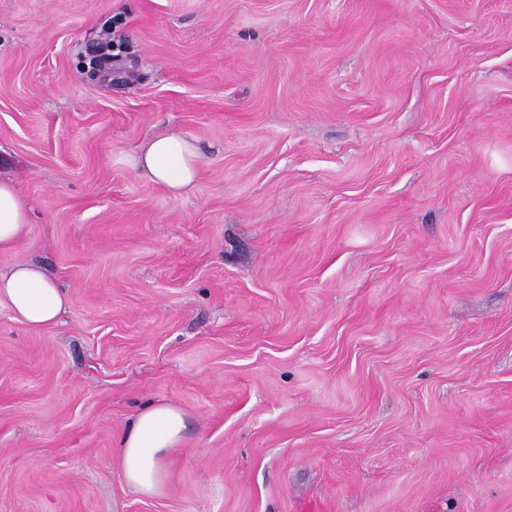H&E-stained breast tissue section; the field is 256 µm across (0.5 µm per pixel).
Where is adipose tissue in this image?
Returning a JSON list of instances; mask_svg holds the SVG:
<instances>
[{
	"label": "adipose tissue",
	"mask_w": 512,
	"mask_h": 512,
	"mask_svg": "<svg viewBox=\"0 0 512 512\" xmlns=\"http://www.w3.org/2000/svg\"><path fill=\"white\" fill-rule=\"evenodd\" d=\"M197 146L176 133H159L146 140L129 165L171 193L190 189L199 174ZM30 208L13 182L0 180V251L15 248L26 236ZM15 319L39 329L58 323L68 308L66 294L40 265L17 262L0 270V306ZM187 428L184 412L171 404L142 406L116 440L122 474L137 493L154 497L163 491L167 457L182 444Z\"/></svg>",
	"instance_id": "obj_1"
}]
</instances>
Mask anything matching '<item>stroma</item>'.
<instances>
[{
  "mask_svg": "<svg viewBox=\"0 0 512 512\" xmlns=\"http://www.w3.org/2000/svg\"><path fill=\"white\" fill-rule=\"evenodd\" d=\"M0 179L71 300L0 306V512H512V0H0ZM200 160L193 142L176 133H158L146 140L128 163L171 193L182 194L194 185ZM186 428L185 413L174 405L149 403L139 409L115 447L125 481L135 492L162 493L168 454L182 444Z\"/></svg>",
  "mask_w": 512,
  "mask_h": 512,
  "instance_id": "35a3bbf8",
  "label": "stroma"
}]
</instances>
